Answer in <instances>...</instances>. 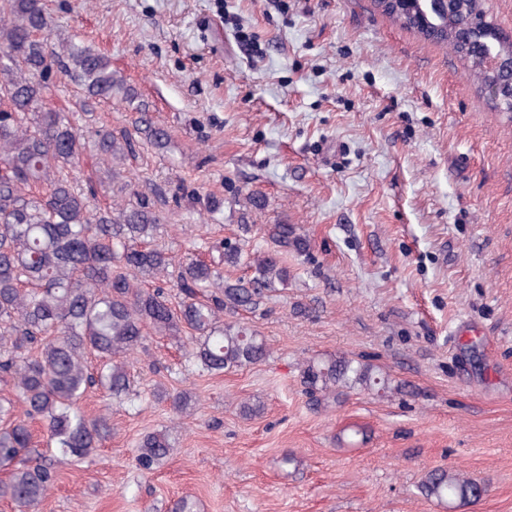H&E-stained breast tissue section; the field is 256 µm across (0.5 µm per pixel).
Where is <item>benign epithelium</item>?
Masks as SVG:
<instances>
[{
	"label": "benign epithelium",
	"mask_w": 512,
	"mask_h": 512,
	"mask_svg": "<svg viewBox=\"0 0 512 512\" xmlns=\"http://www.w3.org/2000/svg\"><path fill=\"white\" fill-rule=\"evenodd\" d=\"M376 5L429 39L453 34L484 93L499 109L512 112V31L497 27L466 0H376Z\"/></svg>",
	"instance_id": "obj_1"
}]
</instances>
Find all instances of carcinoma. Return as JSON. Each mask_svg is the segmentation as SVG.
<instances>
[{"instance_id":"cac0c4a2","label":"carcinoma","mask_w":512,"mask_h":512,"mask_svg":"<svg viewBox=\"0 0 512 512\" xmlns=\"http://www.w3.org/2000/svg\"><path fill=\"white\" fill-rule=\"evenodd\" d=\"M57 66L86 99L129 97L111 59L79 42L52 43L45 0H0V374L12 378L16 399H0V498L20 508L37 506L52 490L59 468L97 455L111 433L106 415L87 418L79 400L100 386L114 397L139 399L128 372L130 356L148 333L174 339L190 334L189 357L220 374L254 365L268 352L260 334L224 313L256 309L288 270L274 253H244L225 245L209 262L175 256L154 245L160 229L148 203L93 209L72 185L69 166L85 150V137L64 112L43 106V75ZM136 132L163 148L168 131L142 113ZM94 155L110 179L133 152L129 135L100 126ZM280 246L302 248L288 224L274 226ZM241 263L252 276L224 284V266ZM178 266L182 299L169 303L162 288H144ZM98 360L89 370L88 358ZM309 384L327 393L338 385H385L363 364L330 358L307 366ZM184 413L193 396L161 392ZM44 426L48 443L36 448L29 421ZM166 431L145 434L137 461L146 471L170 455ZM448 506L478 498L481 485L447 468L428 471L420 485Z\"/></svg>"}]
</instances>
